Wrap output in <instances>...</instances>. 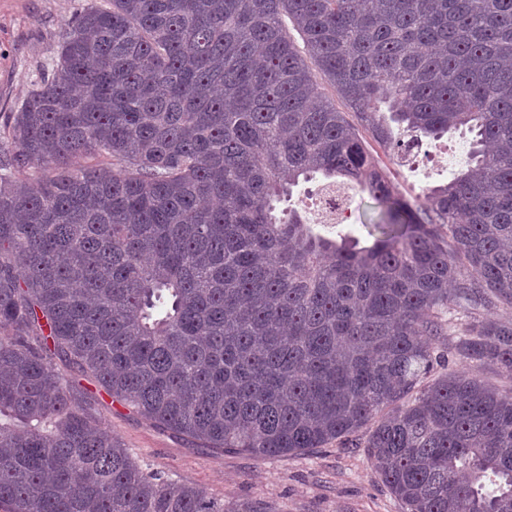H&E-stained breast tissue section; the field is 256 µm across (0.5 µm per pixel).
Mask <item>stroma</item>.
<instances>
[{
	"label": "stroma",
	"mask_w": 512,
	"mask_h": 512,
	"mask_svg": "<svg viewBox=\"0 0 512 512\" xmlns=\"http://www.w3.org/2000/svg\"><path fill=\"white\" fill-rule=\"evenodd\" d=\"M91 0H0V118L17 111L34 82L57 60L62 34ZM424 152L408 169H397L393 153L379 160L408 198L447 184L468 161L470 137L451 131L424 141ZM351 206L340 224L313 225L314 233L359 246L375 240L371 226L379 210L368 192L350 189ZM103 423L130 448L143 468L181 479L221 501H261L272 512H405L372 468L364 449L330 443L306 454L256 458L217 451L161 429L132 408L98 397Z\"/></svg>",
	"instance_id": "35a3bbf8"
}]
</instances>
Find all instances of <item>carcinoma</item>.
I'll return each mask as SVG.
<instances>
[{
	"label": "carcinoma",
	"instance_id": "obj_1",
	"mask_svg": "<svg viewBox=\"0 0 512 512\" xmlns=\"http://www.w3.org/2000/svg\"><path fill=\"white\" fill-rule=\"evenodd\" d=\"M460 127L422 201L368 144ZM317 173L377 200L372 246L279 209ZM504 306L512 0L92 3L0 129V508L271 512L143 469L83 377L209 448H364L406 512H512V391L449 367L512 368L473 321Z\"/></svg>",
	"mask_w": 512,
	"mask_h": 512
}]
</instances>
